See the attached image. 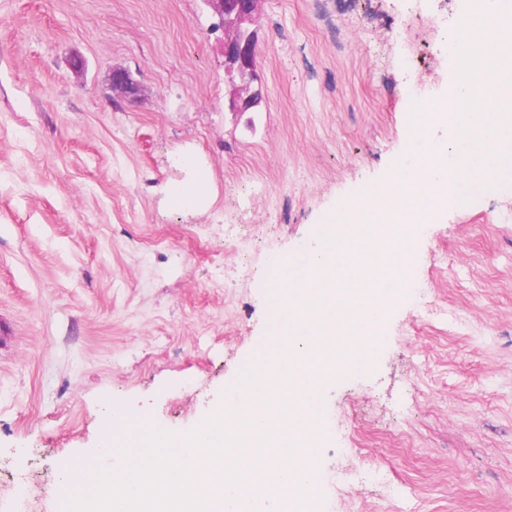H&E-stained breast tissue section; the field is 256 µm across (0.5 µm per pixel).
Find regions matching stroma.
I'll list each match as a JSON object with an SVG mask.
<instances>
[{
	"mask_svg": "<svg viewBox=\"0 0 512 512\" xmlns=\"http://www.w3.org/2000/svg\"><path fill=\"white\" fill-rule=\"evenodd\" d=\"M464 7L262 0L239 115L202 0H0V512H62L66 463L127 440L113 412L182 435L223 401L273 340L274 263L447 95ZM411 255L373 363L321 391L318 512H512V191Z\"/></svg>",
	"mask_w": 512,
	"mask_h": 512,
	"instance_id": "obj_1",
	"label": "stroma"
}]
</instances>
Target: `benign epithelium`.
I'll list each match as a JSON object with an SVG mask.
<instances>
[{
  "instance_id": "7a95c632",
  "label": "benign epithelium",
  "mask_w": 512,
  "mask_h": 512,
  "mask_svg": "<svg viewBox=\"0 0 512 512\" xmlns=\"http://www.w3.org/2000/svg\"><path fill=\"white\" fill-rule=\"evenodd\" d=\"M224 29V68L232 84L228 98L231 112H247L255 98L247 94L248 84L255 76L256 32L253 29L259 0H204ZM112 91L127 97L137 95L139 87L125 69L112 72Z\"/></svg>"
}]
</instances>
